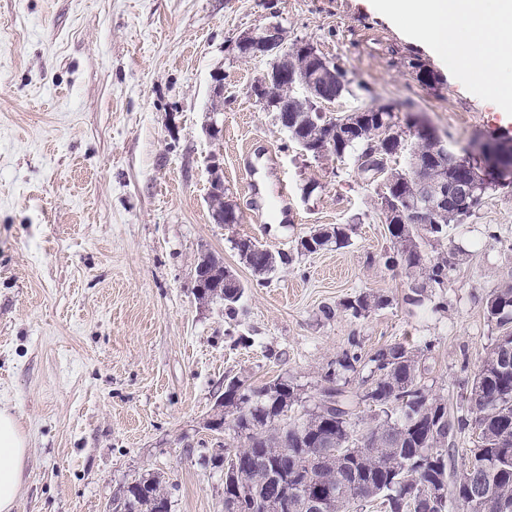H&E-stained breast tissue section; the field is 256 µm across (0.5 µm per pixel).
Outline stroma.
Instances as JSON below:
<instances>
[{
	"instance_id": "1",
	"label": "stroma",
	"mask_w": 512,
	"mask_h": 512,
	"mask_svg": "<svg viewBox=\"0 0 512 512\" xmlns=\"http://www.w3.org/2000/svg\"><path fill=\"white\" fill-rule=\"evenodd\" d=\"M269 23L346 71L344 110L384 108L461 146H512L493 104L369 0H0V404L29 444L15 512H109L148 473L171 512H224L211 457L232 432L207 424L225 378L286 379L306 412L350 339L368 355L429 341L425 383L453 412L491 350L486 302L512 282V189L488 191L428 247L463 256L411 303L414 280L386 263L383 176L349 155L304 154L247 95L265 63L236 40ZM217 177L238 223L212 219ZM333 224L350 226L348 247L297 253ZM241 237L283 256L273 275L240 262ZM204 251L244 284L233 307L198 300ZM362 293L382 304L356 318L342 304Z\"/></svg>"
}]
</instances>
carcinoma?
Returning a JSON list of instances; mask_svg holds the SVG:
<instances>
[{
	"mask_svg": "<svg viewBox=\"0 0 512 512\" xmlns=\"http://www.w3.org/2000/svg\"><path fill=\"white\" fill-rule=\"evenodd\" d=\"M307 45L296 47L290 57L297 73L304 75L314 65L304 53ZM322 91L339 96L352 93L346 73L336 69L325 73ZM281 108L296 134L318 141L334 128L340 130L342 154L353 153L359 168L368 175H386V193L409 206L416 199V185L407 168H390L391 159L408 153L420 156L425 177L436 185H451L461 178L479 182L475 195L498 187L480 177L478 162L467 167L444 163L436 151V143L427 137H414L408 144L402 140H383L380 128L396 125L395 115L368 109L336 119L327 118L311 109L306 96L283 87L277 93ZM476 208L472 198L456 199L450 208L435 220L428 238L439 241L448 236V226L459 224ZM396 256L411 276L422 278L424 284L443 286L453 262L448 257L432 259L421 246V236L412 225L394 215L388 221ZM350 228L343 225L318 227L297 243L301 253H316L335 245L350 244ZM240 260L256 275L265 276L276 270L283 256L264 249L252 238L235 241ZM244 293L242 288H222L207 284L197 293L200 300L224 299L230 307ZM488 319L501 329L497 341L512 346V284L494 291L486 302ZM433 344L427 341L414 349L404 343L386 345L370 356L363 354L360 343L353 339L338 360L345 372H357L369 366L366 380L369 390L347 394L345 385L337 383L336 371L323 376V390L336 396L337 407L317 404L304 415H288L301 397L298 387L282 378L266 382L252 390L239 379L229 380L224 387V418L234 438L235 459H224V466L236 470L231 479L240 491L237 512H277L272 476H287L288 490L304 512L302 504L319 486L338 490L331 512H349L358 504L374 505L384 512H418L416 501L436 491L430 512H448V464L455 452V440L468 429L480 428V441L470 450L462 478L454 483L455 500L464 512H498L501 502L512 504V365L504 367L495 345L480 366L472 386L462 396L461 414L448 411V406L430 395L423 383L422 359ZM364 404L377 411L378 421L365 434H354L355 408ZM333 446L339 449V463L308 473L311 452ZM288 449L283 454L282 449ZM490 488L497 499L475 503L468 495V483ZM126 512H170L169 492L159 476L142 475L126 483L115 495Z\"/></svg>",
	"mask_w": 512,
	"mask_h": 512,
	"instance_id": "carcinoma-1",
	"label": "carcinoma"
}]
</instances>
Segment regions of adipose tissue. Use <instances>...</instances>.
I'll return each mask as SVG.
<instances>
[{
    "label": "adipose tissue",
    "mask_w": 512,
    "mask_h": 512,
    "mask_svg": "<svg viewBox=\"0 0 512 512\" xmlns=\"http://www.w3.org/2000/svg\"><path fill=\"white\" fill-rule=\"evenodd\" d=\"M410 38L456 65L502 112H512V0H371ZM28 440L0 407V512H14L25 485Z\"/></svg>",
    "instance_id": "ef3b65f1"
}]
</instances>
